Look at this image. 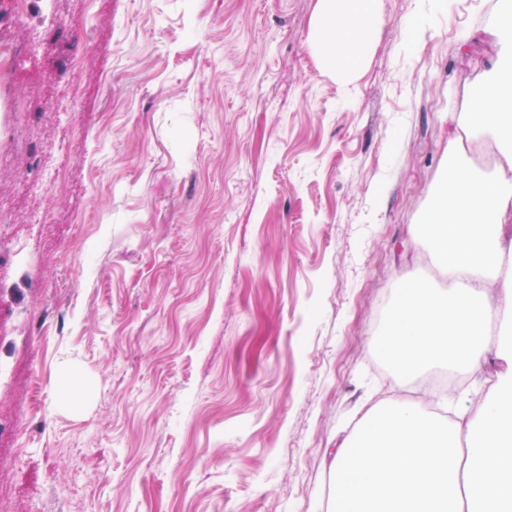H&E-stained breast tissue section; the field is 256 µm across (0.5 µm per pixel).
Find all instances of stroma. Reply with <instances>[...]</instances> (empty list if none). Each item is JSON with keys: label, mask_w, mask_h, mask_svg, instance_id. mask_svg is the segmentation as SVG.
Segmentation results:
<instances>
[{"label": "stroma", "mask_w": 512, "mask_h": 512, "mask_svg": "<svg viewBox=\"0 0 512 512\" xmlns=\"http://www.w3.org/2000/svg\"><path fill=\"white\" fill-rule=\"evenodd\" d=\"M497 2L378 0L350 97L318 0H29L23 22L0 0V249L27 254L0 266V512H329L368 411L454 416L378 341L402 278L449 285L411 230ZM458 152L512 166L488 138Z\"/></svg>", "instance_id": "stroma-1"}]
</instances>
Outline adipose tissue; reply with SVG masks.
<instances>
[{"mask_svg":"<svg viewBox=\"0 0 512 512\" xmlns=\"http://www.w3.org/2000/svg\"><path fill=\"white\" fill-rule=\"evenodd\" d=\"M377 0H319L317 47L343 83L365 61L377 23ZM503 49L497 74L458 128L490 137L512 156V0H498L491 18ZM512 210V177H487L471 161H452L412 231L459 288L440 291L406 278L380 349L401 373L482 369L489 343L490 299L504 308L499 349L509 363L478 407L467 394L450 421L394 403L371 412L337 449L331 470L334 512H512V278L501 260L512 239L501 232Z\"/></svg>","mask_w":512,"mask_h":512,"instance_id":"1","label":"adipose tissue"}]
</instances>
